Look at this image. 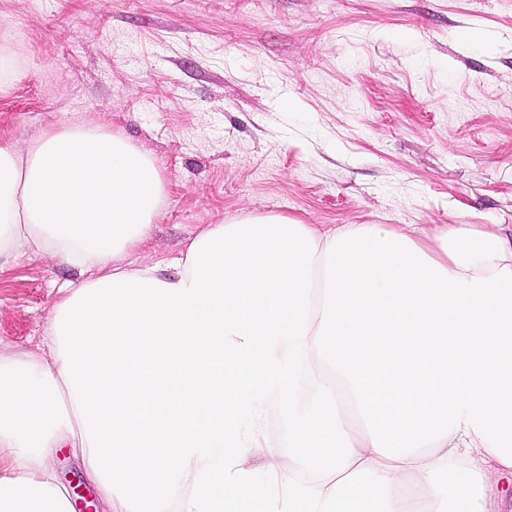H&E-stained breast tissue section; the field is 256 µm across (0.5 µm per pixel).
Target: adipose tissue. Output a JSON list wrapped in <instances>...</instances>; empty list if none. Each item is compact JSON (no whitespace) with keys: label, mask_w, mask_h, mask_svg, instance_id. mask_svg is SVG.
<instances>
[{"label":"adipose tissue","mask_w":512,"mask_h":512,"mask_svg":"<svg viewBox=\"0 0 512 512\" xmlns=\"http://www.w3.org/2000/svg\"><path fill=\"white\" fill-rule=\"evenodd\" d=\"M164 194L94 126L0 145V252L84 274L47 355L0 356V512H72L61 448L107 512H489L512 479V225L247 217L172 273L130 267Z\"/></svg>","instance_id":"obj_1"}]
</instances>
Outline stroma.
<instances>
[{"instance_id": "35a3bbf8", "label": "stroma", "mask_w": 512, "mask_h": 512, "mask_svg": "<svg viewBox=\"0 0 512 512\" xmlns=\"http://www.w3.org/2000/svg\"><path fill=\"white\" fill-rule=\"evenodd\" d=\"M0 144L87 123L166 182L128 256L210 225H512V0H0ZM78 270L0 255V353Z\"/></svg>"}]
</instances>
